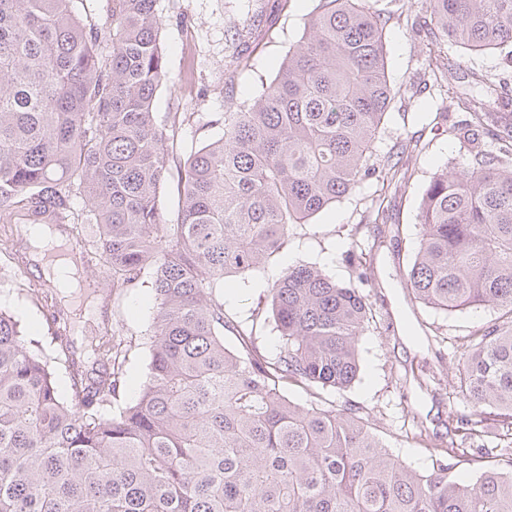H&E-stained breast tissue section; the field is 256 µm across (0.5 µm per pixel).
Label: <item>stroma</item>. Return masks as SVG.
I'll use <instances>...</instances> for the list:
<instances>
[{"label": "stroma", "mask_w": 512, "mask_h": 512, "mask_svg": "<svg viewBox=\"0 0 512 512\" xmlns=\"http://www.w3.org/2000/svg\"><path fill=\"white\" fill-rule=\"evenodd\" d=\"M402 12L393 13L385 34L389 78L400 94L390 105L378 143L387 153L404 140L418 141L421 150L402 160L391 183L371 175L349 196L298 225L287 247L255 271L233 277L220 288L226 314L252 326L262 354L275 355L278 333L271 313L253 318L259 301L288 266L307 264L322 268L345 281L355 271L347 260L350 232L360 223L372 201H380L383 221L402 224L403 250L414 245L419 228L417 212L421 194L434 174L460 154V140L452 127L464 114L436 88L418 83L420 67L429 51L424 32L412 29L407 15L425 16V0H403ZM319 0H157L162 20L160 41L172 82L157 100L159 112L185 114L168 142L171 168H178L192 148L217 138L220 128L210 126L209 115L250 100L261 84L270 82L289 48L304 34ZM242 31L247 52L239 67L229 64L234 31ZM459 64L457 93L469 89L470 72L479 71L492 84L512 85V66L496 52L477 53L450 46ZM448 115L449 130L433 127L436 113ZM23 227L0 223V310L15 317L42 345L51 340L46 311L37 292L44 286L40 272L20 263L24 251ZM361 286L377 312L378 320L359 342L360 374L341 399L361 407L373 432L392 453L412 469H431L430 450L446 435L449 414H463L462 402L449 400L448 383L456 370L454 344L459 337L491 322L488 308L443 313L409 300L404 273L390 245L366 253ZM104 300V326L131 341L124 401H135L146 377L148 349L143 343L154 316L151 277L134 288L112 287V274L94 265L87 272ZM420 417L421 430L412 427Z\"/></svg>", "instance_id": "35a3bbf8"}]
</instances>
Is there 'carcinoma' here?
<instances>
[{
  "instance_id": "obj_1",
  "label": "carcinoma",
  "mask_w": 512,
  "mask_h": 512,
  "mask_svg": "<svg viewBox=\"0 0 512 512\" xmlns=\"http://www.w3.org/2000/svg\"><path fill=\"white\" fill-rule=\"evenodd\" d=\"M303 39L249 102L215 120L221 137L192 151L179 203L162 220L170 82L156 0H110L104 25L86 0H0V220L73 231L112 287L152 274L155 315L145 381L121 402L130 346L70 353L68 313L52 303L57 356L0 311V512H512V94L456 97L464 151L423 191L407 269L411 299L495 321L456 347L451 395L470 417L447 427L432 468L417 472L331 394L360 371L376 311L355 280L291 266L269 290L279 333L272 358L229 319L218 289L280 252L294 226L369 175L397 173L377 154L396 93L385 61L391 14L370 0H320ZM423 84L453 91L444 46L512 58V0H428ZM99 236L85 245L82 225ZM240 347L224 345V333ZM63 361L67 394L52 360ZM304 389V404L288 398ZM496 417L501 458L457 477Z\"/></svg>"
}]
</instances>
